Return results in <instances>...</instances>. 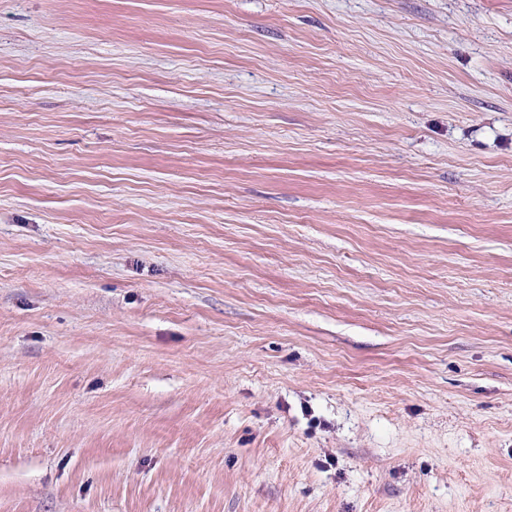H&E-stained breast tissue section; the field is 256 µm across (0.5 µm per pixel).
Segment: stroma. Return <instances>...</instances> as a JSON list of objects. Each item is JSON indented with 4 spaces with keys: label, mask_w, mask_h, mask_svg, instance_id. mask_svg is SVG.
Returning <instances> with one entry per match:
<instances>
[{
    "label": "stroma",
    "mask_w": 512,
    "mask_h": 512,
    "mask_svg": "<svg viewBox=\"0 0 512 512\" xmlns=\"http://www.w3.org/2000/svg\"><path fill=\"white\" fill-rule=\"evenodd\" d=\"M0 512H512V0H0Z\"/></svg>",
    "instance_id": "obj_1"
}]
</instances>
